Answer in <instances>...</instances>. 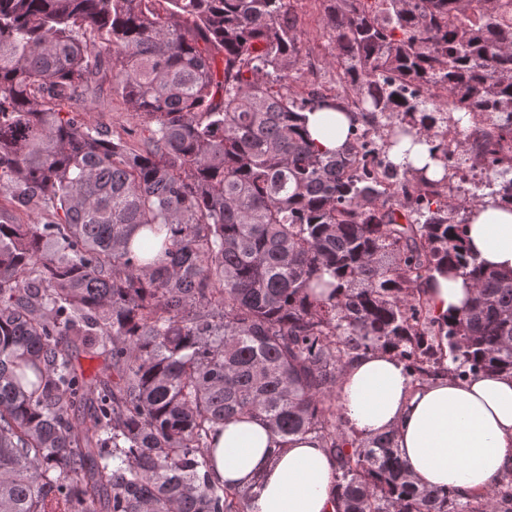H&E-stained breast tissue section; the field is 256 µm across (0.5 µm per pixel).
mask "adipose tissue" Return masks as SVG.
Here are the masks:
<instances>
[{
	"mask_svg": "<svg viewBox=\"0 0 512 512\" xmlns=\"http://www.w3.org/2000/svg\"><path fill=\"white\" fill-rule=\"evenodd\" d=\"M352 122V114L326 108L304 119L311 141L329 154L344 149ZM464 242L484 267L512 273V205L484 197L470 211ZM421 291L434 315L452 318L472 285L436 272ZM339 389L350 429L363 437L393 433L420 485L483 494L512 469V374H448L416 387L402 363L376 349L347 366ZM212 455L214 480L254 488V512H335L336 460L313 436L281 448L265 424L243 419L222 427Z\"/></svg>",
	"mask_w": 512,
	"mask_h": 512,
	"instance_id": "obj_1",
	"label": "adipose tissue"
}]
</instances>
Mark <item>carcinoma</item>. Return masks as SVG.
<instances>
[{"instance_id": "1", "label": "carcinoma", "mask_w": 512, "mask_h": 512, "mask_svg": "<svg viewBox=\"0 0 512 512\" xmlns=\"http://www.w3.org/2000/svg\"><path fill=\"white\" fill-rule=\"evenodd\" d=\"M154 2L0 0V512H252L211 476L240 418L320 439L336 512H512V473L465 500L418 486L393 435L336 405L377 348L414 382L512 372V275L465 249L444 142L462 118L432 96L489 122L458 144L486 171L463 197L512 186V0H324L348 76L309 99L286 86L291 0ZM99 77L156 122L141 149L80 119ZM368 93L344 150L317 149L301 113ZM407 138L440 178L390 160ZM35 199L46 222L19 223ZM442 270L472 283L451 321L416 296Z\"/></svg>"}]
</instances>
